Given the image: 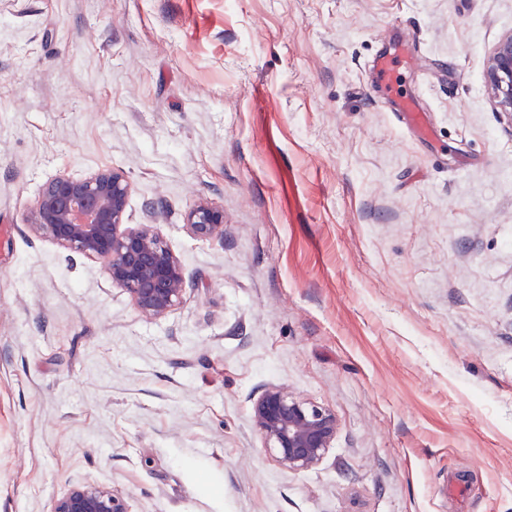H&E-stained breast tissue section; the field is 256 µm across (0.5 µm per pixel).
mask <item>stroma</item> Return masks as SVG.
<instances>
[{
  "instance_id": "stroma-1",
  "label": "stroma",
  "mask_w": 512,
  "mask_h": 512,
  "mask_svg": "<svg viewBox=\"0 0 512 512\" xmlns=\"http://www.w3.org/2000/svg\"><path fill=\"white\" fill-rule=\"evenodd\" d=\"M512 0H0V512L77 481L131 512H512V124L483 82ZM400 68L427 135L377 81ZM111 167L193 278L148 320L28 233L39 187ZM201 198L224 241L187 233ZM332 410L313 470L251 420ZM252 422L275 461L292 471L317 467L336 439L339 422L330 409L267 387L252 403Z\"/></svg>"
}]
</instances>
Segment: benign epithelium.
I'll return each mask as SVG.
<instances>
[{
  "mask_svg": "<svg viewBox=\"0 0 512 512\" xmlns=\"http://www.w3.org/2000/svg\"><path fill=\"white\" fill-rule=\"evenodd\" d=\"M493 105L512 124V31L490 50L484 72ZM131 185L125 175L102 168L81 177L58 175L39 189L26 215L36 238L105 265L113 286L125 291L147 319L168 316L194 281L155 224L128 223ZM194 238L224 242V208L207 200L186 214ZM252 422L275 461L292 471L317 467L336 439L339 422L330 409L311 404L278 385L252 403ZM52 512H131L110 487L73 483Z\"/></svg>",
  "mask_w": 512,
  "mask_h": 512,
  "instance_id": "obj_1",
  "label": "benign epithelium"
}]
</instances>
